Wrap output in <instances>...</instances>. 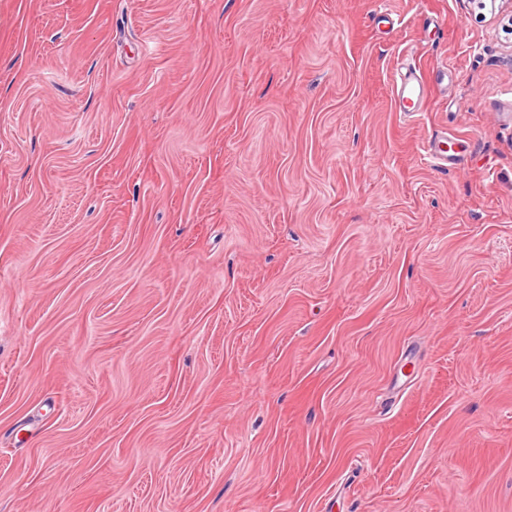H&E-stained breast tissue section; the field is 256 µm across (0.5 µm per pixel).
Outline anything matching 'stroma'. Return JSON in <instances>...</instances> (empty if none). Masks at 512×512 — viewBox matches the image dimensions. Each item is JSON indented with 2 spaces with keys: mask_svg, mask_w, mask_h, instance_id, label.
Returning <instances> with one entry per match:
<instances>
[{
  "mask_svg": "<svg viewBox=\"0 0 512 512\" xmlns=\"http://www.w3.org/2000/svg\"><path fill=\"white\" fill-rule=\"evenodd\" d=\"M496 7L0 0V512H512ZM425 95L426 84L423 81L422 75L416 72H409L404 78H401L398 99L396 101L398 111L403 112L404 115L418 112Z\"/></svg>",
  "mask_w": 512,
  "mask_h": 512,
  "instance_id": "35a3bbf8",
  "label": "stroma"
}]
</instances>
